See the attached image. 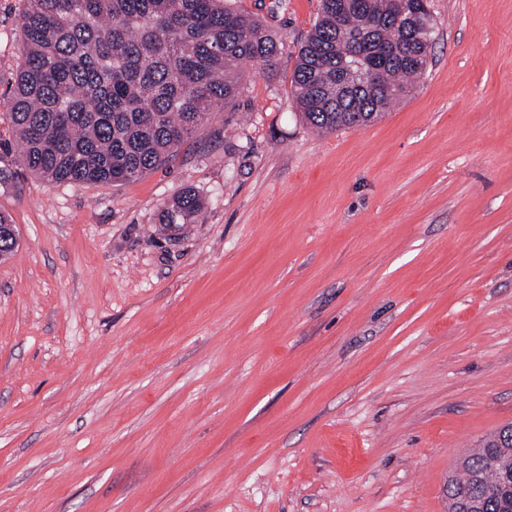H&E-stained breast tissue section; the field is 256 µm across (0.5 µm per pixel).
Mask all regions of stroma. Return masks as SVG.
Returning <instances> with one entry per match:
<instances>
[{"label":"stroma","instance_id":"stroma-1","mask_svg":"<svg viewBox=\"0 0 512 512\" xmlns=\"http://www.w3.org/2000/svg\"><path fill=\"white\" fill-rule=\"evenodd\" d=\"M232 4L284 52L169 165L0 182V512H447L512 423V0H430L407 98L326 133L291 87L320 0ZM187 187L203 214L159 233Z\"/></svg>","mask_w":512,"mask_h":512}]
</instances>
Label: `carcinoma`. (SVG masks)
<instances>
[{"instance_id":"cac0c4a2","label":"carcinoma","mask_w":512,"mask_h":512,"mask_svg":"<svg viewBox=\"0 0 512 512\" xmlns=\"http://www.w3.org/2000/svg\"><path fill=\"white\" fill-rule=\"evenodd\" d=\"M23 62L9 122L24 167L51 185L136 180L175 157L215 107L242 89L249 68L271 67L282 38L227 0H26ZM427 0H322L301 46L293 97L326 132L366 126L412 88L428 61ZM204 208L185 188L158 223H197ZM0 213V258L18 238ZM512 424L497 429L448 479V512H512L489 460Z\"/></svg>"}]
</instances>
